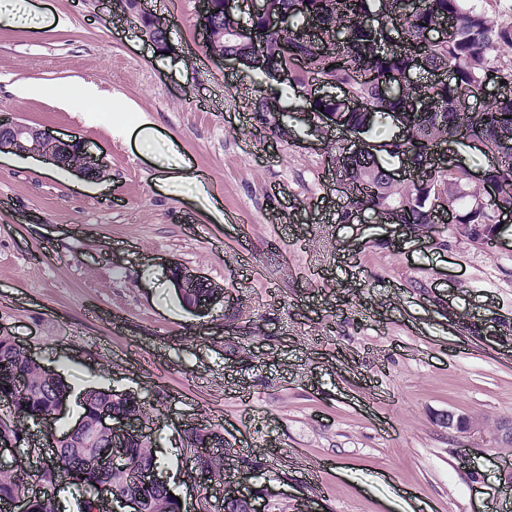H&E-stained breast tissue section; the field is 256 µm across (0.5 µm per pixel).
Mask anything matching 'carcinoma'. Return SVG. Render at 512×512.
<instances>
[{
    "label": "carcinoma",
    "mask_w": 512,
    "mask_h": 512,
    "mask_svg": "<svg viewBox=\"0 0 512 512\" xmlns=\"http://www.w3.org/2000/svg\"><path fill=\"white\" fill-rule=\"evenodd\" d=\"M211 2L217 21L210 42L244 58L246 75L272 79L288 67L297 72L291 87L308 111L322 107L334 112L336 125L362 136L382 117L408 131L390 150L381 147L375 152L407 155L412 168L420 171L418 183L393 184L387 168L373 158L375 152L356 155L345 165L349 206L377 215L395 208L400 222L413 232L429 233L430 201L439 191L456 216L459 235L481 244L491 238L495 209L512 206V63L504 62L512 54V20L490 14L488 0H379L375 11L371 0H272V10L288 20V26L281 27L262 13H251L242 22L235 14H225V0ZM253 32L259 35L256 42ZM491 73L505 80L495 93L486 91L485 78ZM382 77L395 82L401 78L405 88L395 91L380 81ZM310 81L336 82V95H302ZM346 96L363 98L368 107L350 111ZM250 108L263 114L265 124L274 123L275 103L262 91H254ZM428 141L479 145L487 159L485 180L498 188V195L492 198L469 184L461 166L435 167L428 157ZM220 301L221 294L202 282L187 289L186 302L197 308ZM72 396L62 376L45 378L38 363L0 338V404L39 420ZM79 407L83 427L53 467L26 479L0 469V503L22 494L28 497V512H51L52 489L58 483L52 473L61 471L76 490L89 493L82 512H95L104 482L112 496L139 494L146 512H181L178 499L165 486H138L133 481V472L156 468L147 440L126 444L131 470H113L101 479L83 469L89 451L107 447L98 429V412L142 413L143 403L129 393L89 386L80 393ZM186 434L183 454L191 463L190 473L202 475L197 486L206 491L224 479V458L209 455L223 446V437L206 427H191Z\"/></svg>",
    "instance_id": "cac0c4a2"
}]
</instances>
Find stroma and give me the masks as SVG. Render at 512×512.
Here are the masks:
<instances>
[{
    "mask_svg": "<svg viewBox=\"0 0 512 512\" xmlns=\"http://www.w3.org/2000/svg\"><path fill=\"white\" fill-rule=\"evenodd\" d=\"M28 3L26 26L0 21V113L79 139L105 173L0 155V334L75 391L138 396L183 512L198 424L266 512H504L512 246L340 222L338 131L285 83L265 125L248 105L265 78L205 53L196 0H141L165 54L109 0ZM177 269L223 303L186 308Z\"/></svg>",
    "mask_w": 512,
    "mask_h": 512,
    "instance_id": "stroma-1",
    "label": "stroma"
}]
</instances>
